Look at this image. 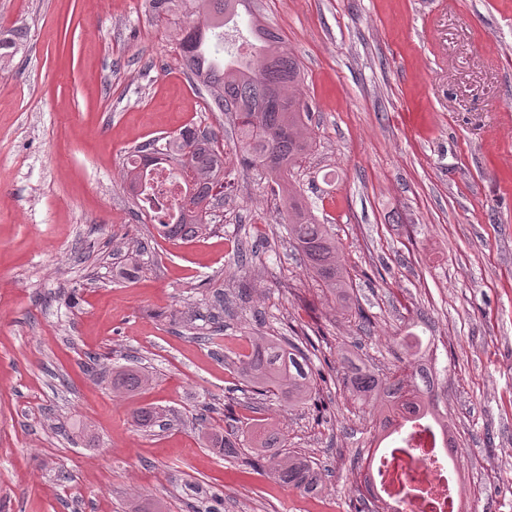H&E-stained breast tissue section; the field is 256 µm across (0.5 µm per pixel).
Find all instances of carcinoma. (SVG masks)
<instances>
[{
	"label": "carcinoma",
	"mask_w": 512,
	"mask_h": 512,
	"mask_svg": "<svg viewBox=\"0 0 512 512\" xmlns=\"http://www.w3.org/2000/svg\"><path fill=\"white\" fill-rule=\"evenodd\" d=\"M199 19L185 26L178 37V49L186 69L197 85L212 97L217 109L235 117L237 137L233 155L245 169L278 177L298 166L312 148L305 134L302 102L286 94L300 82L301 68L285 40L252 16L250 0H196ZM149 12L158 20L179 11L186 0H147ZM249 19L248 35L240 28L242 13ZM17 45L0 30V64L11 62ZM226 153L213 136L189 124L177 133L134 147L127 162V180L133 200H140L138 187L142 175L136 163L147 166L159 161L166 164L172 177L183 181L186 192L174 206L176 217L170 222L153 225L156 235L168 241L190 242L210 230V200L224 189ZM288 239L295 243L305 266L323 282L334 296L347 295L349 285L343 263L329 225L288 198ZM212 326L199 338L220 348L224 325L211 315ZM249 352L238 354L241 377L250 392L273 398L290 407L313 399L317 380L312 361L295 345H284L276 336L255 330L248 335ZM397 343L411 357L408 367L382 376L364 366H352L349 388L367 406L386 400L387 415L379 421L381 432H391L396 439L377 458L382 467L395 452H414L411 444L414 416L441 424L446 433V448L455 452L457 438L440 410L435 381L429 368L419 363L435 345L433 337L423 339L414 332L397 338ZM150 377L133 367L112 371V389L135 392L149 383ZM134 423L141 428L165 426L161 413L153 407L133 412ZM259 429L257 448L247 466H268L279 481L313 492L322 482L321 472L305 457L292 451L267 455L272 448L285 447V435L270 429L263 420H254Z\"/></svg>",
	"instance_id": "1"
}]
</instances>
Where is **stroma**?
Here are the masks:
<instances>
[{"label": "stroma", "mask_w": 512, "mask_h": 512, "mask_svg": "<svg viewBox=\"0 0 512 512\" xmlns=\"http://www.w3.org/2000/svg\"><path fill=\"white\" fill-rule=\"evenodd\" d=\"M305 80L312 153L271 178L224 166L212 228L152 238L122 180L128 151L196 123L225 148L234 124L193 86L145 0H0L20 49L0 69V512H351L356 454L376 417L349 363L404 367L398 336L434 337L437 393L465 461L466 512H512V0H254ZM296 191L330 225L354 299L327 297L281 226ZM262 242L239 264L234 240ZM147 242L123 278L125 241ZM224 296L223 341L265 317L315 331L325 420L254 397L289 448L329 471L308 493L251 455L236 364L184 329ZM107 355L89 373L87 353ZM152 381L118 393L111 370ZM164 410L143 430L132 413ZM235 431L238 457L195 424Z\"/></svg>", "instance_id": "35a3bbf8"}]
</instances>
